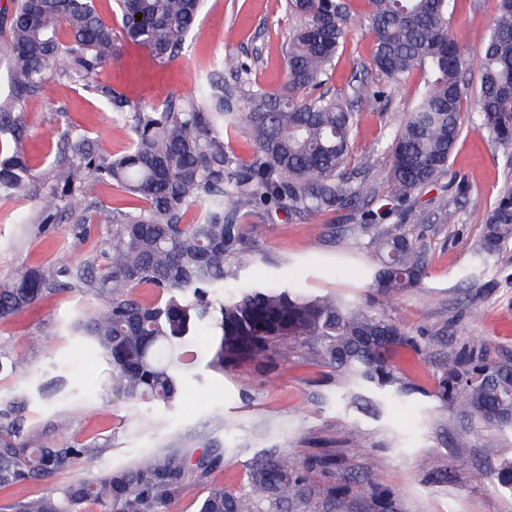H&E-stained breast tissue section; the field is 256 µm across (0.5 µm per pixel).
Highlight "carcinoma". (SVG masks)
<instances>
[{
	"label": "carcinoma",
	"mask_w": 512,
	"mask_h": 512,
	"mask_svg": "<svg viewBox=\"0 0 512 512\" xmlns=\"http://www.w3.org/2000/svg\"><path fill=\"white\" fill-rule=\"evenodd\" d=\"M362 17L373 41L370 70L399 83L417 73L423 90L406 120L393 132L384 157V177L354 176L350 139L362 104L386 97L378 88L349 85L339 93L310 95L324 82L353 19L348 0H290L301 24L285 46L287 81L277 92L251 86L250 70L231 68L244 95V111L224 104V80H209L196 99L163 108L136 107L124 115L134 134L119 157L101 152L78 129L60 137L56 165L35 179L24 150L27 126L17 106L27 97L47 96L56 82L85 86L118 52L112 25L96 0H11L3 21L7 41L0 65L11 89L0 99V199L34 197L35 223L113 225L112 243L76 274L98 307L79 318L76 331L89 339L118 377L116 390L129 401L171 406L179 393L194 322L214 329L213 364L224 367L261 356L273 343L311 348L347 383L389 392L396 383L391 358L414 346L385 313L345 303L332 295L306 296L295 288L240 285L228 296L215 291L238 281L240 270L259 252L246 216L283 213L304 221L341 213L352 224L349 245L368 239L375 254L372 286L387 297L418 287L426 273L421 248L400 224L429 223L418 205L419 191L448 173V162L468 120L486 132L512 166V0H497L496 16L478 62L480 88L473 108L463 73L469 68L448 18V0H362ZM123 37L156 60L183 49L202 0H116ZM240 127L253 145L247 164L224 147L222 131ZM108 181L144 206L114 211L95 201L83 209L75 198L91 182ZM385 200L388 209L377 206ZM202 211L187 219L195 207ZM512 241V187L488 210L483 234L472 249L473 267L488 263ZM149 286L161 300L145 303L136 289ZM58 291L55 273L28 269L0 284V319ZM436 396L450 409L474 417L491 456L499 453L497 432L512 426V361L490 357L481 342L442 369ZM100 450L88 445L41 444L20 436L9 411L0 410V490L29 480L46 481L71 472L84 477L50 488L36 498L10 499L0 512H164L187 486L191 468L203 477L218 458L196 464L175 452L154 454L107 472L97 468ZM492 478L512 489V459L502 457ZM250 494L239 497L216 488L198 512H260L304 498L306 477L284 456L264 455L251 466Z\"/></svg>",
	"instance_id": "cac0c4a2"
}]
</instances>
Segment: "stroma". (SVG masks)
Wrapping results in <instances>:
<instances>
[{
    "instance_id": "35a3bbf8",
    "label": "stroma",
    "mask_w": 512,
    "mask_h": 512,
    "mask_svg": "<svg viewBox=\"0 0 512 512\" xmlns=\"http://www.w3.org/2000/svg\"><path fill=\"white\" fill-rule=\"evenodd\" d=\"M494 13L495 0H450L452 31L470 60L480 57ZM295 24L285 0H204L177 57L158 62L144 49L124 44L93 87L59 83L48 97L24 101L25 150L35 175H47L68 128L99 139L110 154L130 149L131 129L108 106L101 87L123 92L133 106L178 102L196 95L211 75H223L225 86L234 88L233 76L221 72L222 60L231 58L251 64L253 87L279 90L286 81L284 43ZM372 48L363 21L354 19L329 74L330 91L343 89L367 66ZM419 87L418 75H411L396 87L383 114L361 111L352 131L356 167L381 174L389 135L411 110ZM461 180L467 189L456 204L455 223L443 222L435 212L430 223L406 225L425 252L427 269L421 285L402 295L387 299L372 291L366 268L373 254L366 247L344 249L351 225L342 216L322 217L326 234L318 240L309 222L281 213L265 218L255 229L261 253L240 273L244 284L262 281L370 301L400 323L419 347L398 353V382L391 394L361 388L356 402L340 400L342 376L304 346L276 345L258 360L213 367L211 329L201 322L175 404L127 401L114 389L110 366L73 330L97 304L76 288L0 319V409H11L23 439L32 444L99 448L102 471L174 446L195 458L219 457L167 512H197L199 499L213 488L249 493L252 461L270 453L300 464L315 455L333 460L328 471L311 474L310 490L293 512H376V491L360 481L367 472L376 474L379 489L390 492L387 512H512V491L490 477L498 457L487 455L477 422L446 409L435 395L442 365L460 358L472 340H482L494 359L512 360V243L493 257L476 286L464 284L484 214L512 184V168L486 133L463 129L445 183ZM36 212L32 197L0 201V282L37 266L52 267L60 282H69L70 272L99 256L112 237L111 225H90L75 251L77 225L65 218L41 232ZM48 323L55 335H44ZM20 359L26 363L22 372L14 367ZM464 430L472 436L469 447L461 448L457 440ZM427 457L442 478L421 469Z\"/></svg>"
}]
</instances>
